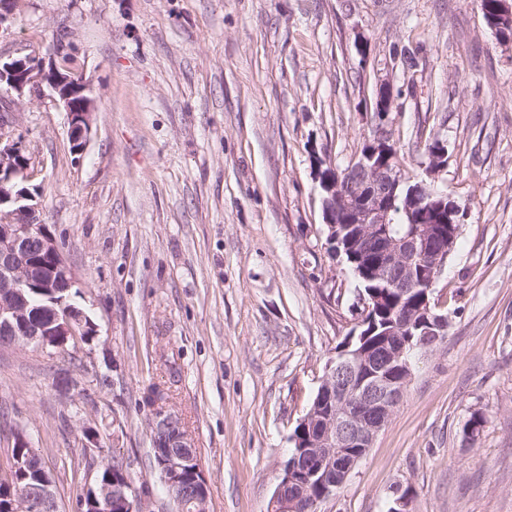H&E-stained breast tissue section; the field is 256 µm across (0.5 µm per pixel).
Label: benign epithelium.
Returning <instances> with one entry per match:
<instances>
[{
  "instance_id": "obj_1",
  "label": "benign epithelium",
  "mask_w": 512,
  "mask_h": 512,
  "mask_svg": "<svg viewBox=\"0 0 512 512\" xmlns=\"http://www.w3.org/2000/svg\"><path fill=\"white\" fill-rule=\"evenodd\" d=\"M49 88L68 119L71 150L81 157L91 132L94 99L80 75L60 71L56 60L18 51L0 53V92L11 97L42 95ZM378 130L372 148L345 171V180L327 176L322 181L321 208L324 224L335 229L349 224L356 229L349 247L368 257L365 273L382 282L400 297L413 292L414 271L431 287L443 271L454 239L447 225L459 224L461 207L445 212L441 199L428 198L424 183L405 177L392 161L390 135L385 122L394 105L390 83L376 90ZM31 165L26 146L14 133L0 130V336L4 345L26 349L62 350L69 339L94 336L96 325L81 309H61L57 297L78 286L61 249L46 225L36 222L35 194L16 181L27 176ZM408 189L404 211L413 215L430 207L432 216L403 236L390 235L382 225L392 223L399 188ZM38 286L47 302L34 306L26 290ZM394 318L381 332L378 343L356 351H339L323 377L315 407L302 420L307 442L283 465L272 506L276 512H317V505L336 495L338 489L366 455L378 433L388 424L406 391L411 371L407 351L427 348L426 339L438 342L448 335V316L433 312L428 300L393 311ZM156 468L170 493L188 492L194 512H209L208 488L198 467L193 438L181 418L164 407L153 406L151 421ZM41 457L32 452L26 459L0 465V485L14 489L9 512H58L56 484L41 470ZM36 471L31 482L18 485L17 470ZM321 485L313 492L306 476ZM93 499L122 504L128 512H146L147 500L128 480L112 478L98 486Z\"/></svg>"
}]
</instances>
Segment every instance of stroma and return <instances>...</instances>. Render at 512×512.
I'll use <instances>...</instances> for the list:
<instances>
[{
    "instance_id": "35a3bbf8",
    "label": "stroma",
    "mask_w": 512,
    "mask_h": 512,
    "mask_svg": "<svg viewBox=\"0 0 512 512\" xmlns=\"http://www.w3.org/2000/svg\"><path fill=\"white\" fill-rule=\"evenodd\" d=\"M63 34L95 98L82 160L50 94L14 100L5 121L98 334L61 354L0 349V457L23 428L74 512L116 455L149 512H178L139 404L155 384L195 442L210 512H270L364 309L330 250L319 176L353 162L387 82L406 174L424 175L420 143L441 139L435 179L464 211L432 289L448 335L416 356L319 512H388L400 491L409 512H512V41L471 0H16L0 52L49 57Z\"/></svg>"
}]
</instances>
